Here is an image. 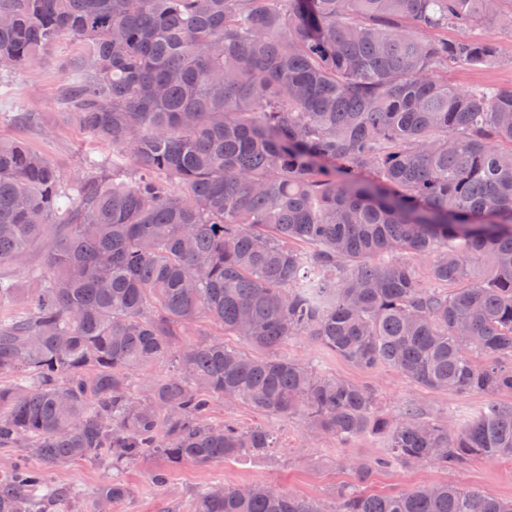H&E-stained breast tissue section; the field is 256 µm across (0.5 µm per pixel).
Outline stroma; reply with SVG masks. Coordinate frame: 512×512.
Instances as JSON below:
<instances>
[{
    "label": "stroma",
    "mask_w": 512,
    "mask_h": 512,
    "mask_svg": "<svg viewBox=\"0 0 512 512\" xmlns=\"http://www.w3.org/2000/svg\"><path fill=\"white\" fill-rule=\"evenodd\" d=\"M476 33L492 35L499 63L491 67L449 65V83L463 90L476 86L512 88V29L491 31L483 26ZM79 51V44L68 41L36 63L13 71L6 79L5 95L0 96V136L24 140L55 164L70 185L87 175L86 158L112 152L111 146L96 141L83 130L62 101L61 89L68 64ZM283 351L313 363L327 374L371 387L381 412L390 418L413 406L425 416L439 418L453 431L476 417L488 403L512 408V392L491 399L480 393L461 395L425 389L387 366L359 368L309 336L289 340ZM212 417L217 421L232 418L246 426L271 428L278 435L279 446L269 456L182 465L170 471L168 484L163 488L154 486L150 479L153 472L162 469L161 458L145 456L125 469L123 477L133 487L134 494L115 505L112 512H193L194 494L201 487L255 482L317 502L330 512L335 506L332 492L336 485L358 481L348 466L352 460L372 464L369 477L358 481L370 494L387 495L447 481L494 497L512 499V461L508 459L477 456L455 471H445L432 464L380 467L376 461L386 450L382 439L370 433L345 446L324 436L307 440L297 420L268 419L245 407H227L220 402L214 405ZM49 476L54 484L77 487L90 494L111 481L112 468L104 461L76 460L51 469Z\"/></svg>",
    "instance_id": "35a3bbf8"
}]
</instances>
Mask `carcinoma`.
Instances as JSON below:
<instances>
[{
    "label": "carcinoma",
    "mask_w": 512,
    "mask_h": 512,
    "mask_svg": "<svg viewBox=\"0 0 512 512\" xmlns=\"http://www.w3.org/2000/svg\"><path fill=\"white\" fill-rule=\"evenodd\" d=\"M512 0H0V75L83 44L62 98L112 156L70 190L0 137V512H65L48 481L75 460L116 474L89 512L132 493L148 454L168 469L263 456L264 427L213 422L214 401L346 445L376 465L512 459V409L448 432L379 413L366 385L278 350L310 336L461 395L512 391V89L448 84V63L499 62ZM44 247V267L30 263ZM428 261L422 280L415 261ZM219 326L181 345L198 319ZM236 336L266 356L229 345ZM171 370L148 395L133 372ZM34 458L40 465L34 466ZM334 512H512L454 483L334 490ZM194 512H323L263 483L196 491Z\"/></svg>",
    "instance_id": "carcinoma-1"
}]
</instances>
